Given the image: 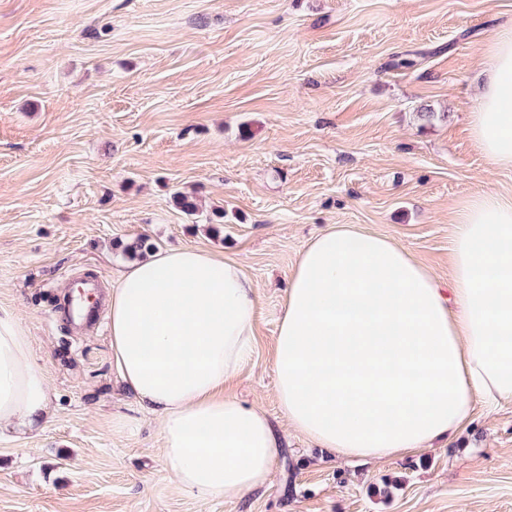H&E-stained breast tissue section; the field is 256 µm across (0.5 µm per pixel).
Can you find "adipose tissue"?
<instances>
[{
  "label": "adipose tissue",
  "instance_id": "adipose-tissue-1",
  "mask_svg": "<svg viewBox=\"0 0 512 512\" xmlns=\"http://www.w3.org/2000/svg\"><path fill=\"white\" fill-rule=\"evenodd\" d=\"M470 132L512 167V27L486 46ZM440 278L393 238L332 224L301 251L273 358L281 425L225 394L256 346L258 286L236 259L151 250L108 297L112 355L178 488L241 499L267 486L284 433L340 459L383 462L454 439L476 406L512 401V199L454 212ZM50 404L18 313L0 305V434L31 431Z\"/></svg>",
  "mask_w": 512,
  "mask_h": 512
}]
</instances>
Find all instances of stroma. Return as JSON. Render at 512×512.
Returning <instances> with one entry per match:
<instances>
[{"mask_svg":"<svg viewBox=\"0 0 512 512\" xmlns=\"http://www.w3.org/2000/svg\"><path fill=\"white\" fill-rule=\"evenodd\" d=\"M510 23L512 0H0V305L50 388L35 431L0 435V512H512L511 402L405 460L346 462L291 433L269 486L198 501L151 415L113 430L133 396L107 322L53 307L87 278L117 286L141 235L236 258L259 286L257 343L226 391L279 422L277 321L313 236L356 224L444 276L458 205L512 197L469 125Z\"/></svg>","mask_w":512,"mask_h":512,"instance_id":"35a3bbf8","label":"stroma"}]
</instances>
